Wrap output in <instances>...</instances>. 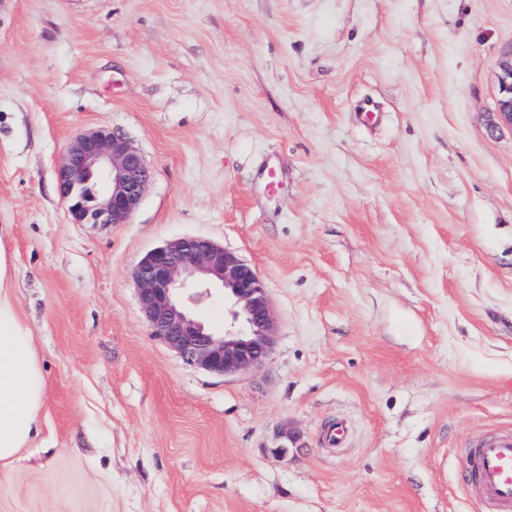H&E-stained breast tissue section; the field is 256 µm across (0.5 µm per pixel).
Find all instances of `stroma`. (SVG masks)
Masks as SVG:
<instances>
[{
	"mask_svg": "<svg viewBox=\"0 0 512 512\" xmlns=\"http://www.w3.org/2000/svg\"><path fill=\"white\" fill-rule=\"evenodd\" d=\"M511 42L512 0H0V236L47 384L0 512H477L460 450L512 428ZM98 126L154 171L125 224L57 192ZM182 236L258 270L259 371L151 336L132 273ZM498 98L496 111L487 124V132L495 135L501 127L512 129V42L498 56Z\"/></svg>",
	"mask_w": 512,
	"mask_h": 512,
	"instance_id": "stroma-1",
	"label": "stroma"
}]
</instances>
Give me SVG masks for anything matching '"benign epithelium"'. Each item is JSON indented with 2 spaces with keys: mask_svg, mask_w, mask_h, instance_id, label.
Masks as SVG:
<instances>
[{
  "mask_svg": "<svg viewBox=\"0 0 512 512\" xmlns=\"http://www.w3.org/2000/svg\"><path fill=\"white\" fill-rule=\"evenodd\" d=\"M496 111L487 124L495 135L512 128V43L498 56ZM153 173L117 129L79 133L56 171L57 190L75 224H126ZM133 280L152 336L190 366L231 377L262 367L274 347L271 301L256 268L215 242L184 236L165 241L140 260ZM214 289L224 292L229 319L220 331L195 312Z\"/></svg>",
  "mask_w": 512,
  "mask_h": 512,
  "instance_id": "1",
  "label": "benign epithelium"
}]
</instances>
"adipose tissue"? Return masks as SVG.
Wrapping results in <instances>:
<instances>
[{
	"instance_id": "ef3b65f1",
	"label": "adipose tissue",
	"mask_w": 512,
	"mask_h": 512,
	"mask_svg": "<svg viewBox=\"0 0 512 512\" xmlns=\"http://www.w3.org/2000/svg\"><path fill=\"white\" fill-rule=\"evenodd\" d=\"M14 254L0 239V464L15 465L39 438L46 380L13 296Z\"/></svg>"
}]
</instances>
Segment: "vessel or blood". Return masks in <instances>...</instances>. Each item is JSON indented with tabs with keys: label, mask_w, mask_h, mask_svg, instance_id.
Returning a JSON list of instances; mask_svg holds the SVG:
<instances>
[{
	"label": "vessel or blood",
	"mask_w": 512,
	"mask_h": 512,
	"mask_svg": "<svg viewBox=\"0 0 512 512\" xmlns=\"http://www.w3.org/2000/svg\"><path fill=\"white\" fill-rule=\"evenodd\" d=\"M464 465L483 512H512V430L472 442Z\"/></svg>",
	"instance_id": "obj_1"
}]
</instances>
